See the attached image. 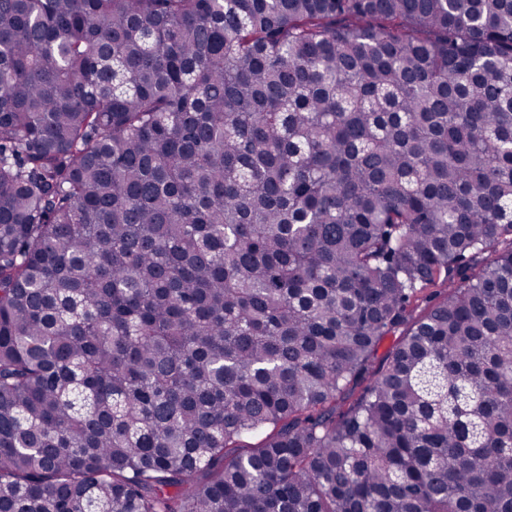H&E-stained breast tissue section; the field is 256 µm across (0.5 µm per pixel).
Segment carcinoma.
Masks as SVG:
<instances>
[{
    "instance_id": "carcinoma-1",
    "label": "carcinoma",
    "mask_w": 512,
    "mask_h": 512,
    "mask_svg": "<svg viewBox=\"0 0 512 512\" xmlns=\"http://www.w3.org/2000/svg\"><path fill=\"white\" fill-rule=\"evenodd\" d=\"M0 512H512V0H0Z\"/></svg>"
}]
</instances>
